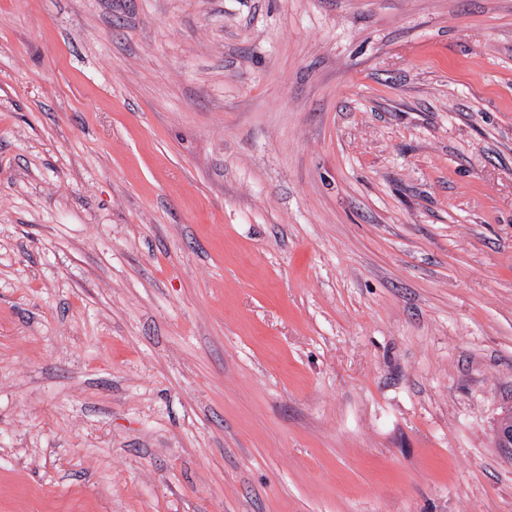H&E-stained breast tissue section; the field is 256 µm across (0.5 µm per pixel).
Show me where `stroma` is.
I'll list each match as a JSON object with an SVG mask.
<instances>
[{
  "label": "stroma",
  "mask_w": 512,
  "mask_h": 512,
  "mask_svg": "<svg viewBox=\"0 0 512 512\" xmlns=\"http://www.w3.org/2000/svg\"><path fill=\"white\" fill-rule=\"evenodd\" d=\"M512 0H0V512H512Z\"/></svg>",
  "instance_id": "1"
}]
</instances>
